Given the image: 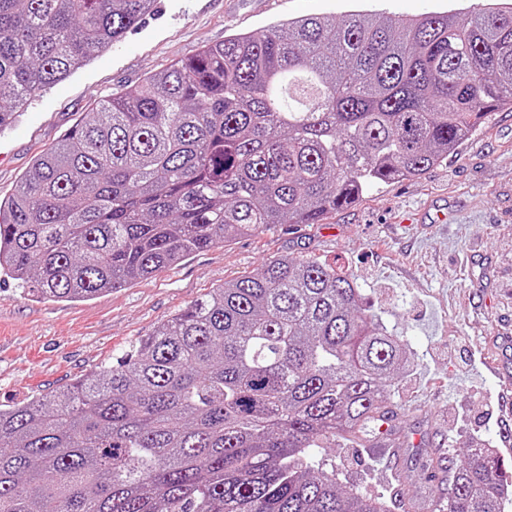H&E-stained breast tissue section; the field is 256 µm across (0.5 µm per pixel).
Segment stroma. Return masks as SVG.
Instances as JSON below:
<instances>
[{
    "instance_id": "stroma-1",
    "label": "stroma",
    "mask_w": 512,
    "mask_h": 512,
    "mask_svg": "<svg viewBox=\"0 0 512 512\" xmlns=\"http://www.w3.org/2000/svg\"><path fill=\"white\" fill-rule=\"evenodd\" d=\"M462 0H157L153 15L73 76L31 98L0 132V197L34 159L112 97L235 31L305 15L371 10L414 17ZM445 211L443 224L430 223ZM288 256L338 262L362 302L415 355L392 397L397 448L351 442L317 449L347 487L419 512L447 493L449 474L425 460L489 442L512 469L508 396L488 365L512 356V109L489 113L448 159L417 177L370 186L355 205L317 224H278L190 254L129 286L77 301L37 298L0 283V404L62 389L104 364L224 282Z\"/></svg>"
}]
</instances>
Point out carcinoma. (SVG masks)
<instances>
[{
	"mask_svg": "<svg viewBox=\"0 0 512 512\" xmlns=\"http://www.w3.org/2000/svg\"><path fill=\"white\" fill-rule=\"evenodd\" d=\"M155 0H0V130ZM512 108V0L292 18L202 46L96 106L0 199V273L53 301L116 290L422 174ZM407 345L336 265L288 256L213 289L113 364L0 405V512H390L314 449L388 419ZM433 512H504L494 448Z\"/></svg>",
	"mask_w": 512,
	"mask_h": 512,
	"instance_id": "cac0c4a2",
	"label": "carcinoma"
}]
</instances>
